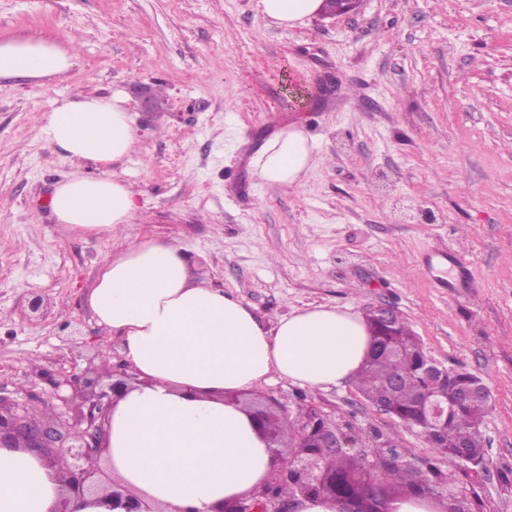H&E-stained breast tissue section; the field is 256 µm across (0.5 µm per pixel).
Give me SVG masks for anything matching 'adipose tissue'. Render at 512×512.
I'll return each mask as SVG.
<instances>
[{
  "instance_id": "obj_1",
  "label": "adipose tissue",
  "mask_w": 512,
  "mask_h": 512,
  "mask_svg": "<svg viewBox=\"0 0 512 512\" xmlns=\"http://www.w3.org/2000/svg\"><path fill=\"white\" fill-rule=\"evenodd\" d=\"M75 60L71 47L43 37L0 40V81L61 80ZM41 136L67 160L93 166L55 185L58 223L96 236L131 223L135 196L114 171L137 142L121 92L52 101ZM311 160V141L293 124L263 144L251 168L264 183L294 185ZM87 303L120 336L119 353L139 378L112 409L101 459L163 512H214L268 477V442L225 394L276 379L324 390L356 376L370 354V331L352 309L321 305L265 324L233 295L198 282L171 243L113 249ZM61 493L42 458L0 448V512H56Z\"/></svg>"
}]
</instances>
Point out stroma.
Here are the masks:
<instances>
[{
    "label": "stroma",
    "mask_w": 512,
    "mask_h": 512,
    "mask_svg": "<svg viewBox=\"0 0 512 512\" xmlns=\"http://www.w3.org/2000/svg\"><path fill=\"white\" fill-rule=\"evenodd\" d=\"M33 35L74 40L77 62L62 80L0 82V396L43 394L48 359L80 377L118 348L86 301L111 243L52 219L72 166L40 121L53 99L145 79L164 109L128 101L139 144L115 171L140 213L127 243L182 246L198 280L266 323L319 305L394 307L432 360L488 387V470L465 476L351 380L277 381L234 400L265 410L273 398L292 419L315 405L394 444L434 501L512 512V0H363L288 28L260 0H0V39ZM291 124L313 142L311 169L295 186L260 182L251 157ZM411 203L428 219L404 218ZM437 249L469 262V288L435 287L423 259ZM32 291L46 318L27 317Z\"/></svg>",
    "instance_id": "stroma-1"
}]
</instances>
